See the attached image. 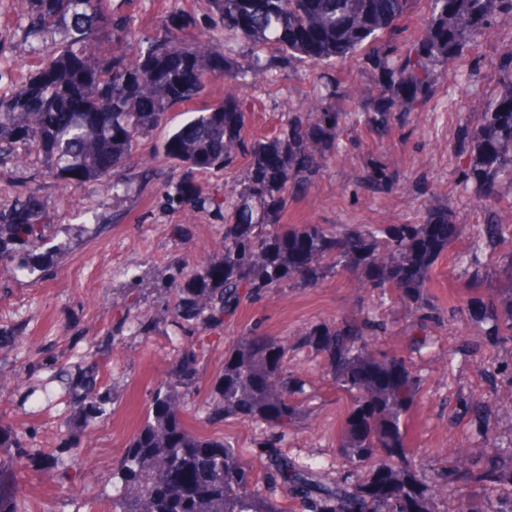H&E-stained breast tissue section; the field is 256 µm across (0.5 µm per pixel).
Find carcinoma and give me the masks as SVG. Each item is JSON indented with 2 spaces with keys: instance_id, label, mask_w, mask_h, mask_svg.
I'll use <instances>...</instances> for the list:
<instances>
[{
  "instance_id": "obj_1",
  "label": "carcinoma",
  "mask_w": 512,
  "mask_h": 512,
  "mask_svg": "<svg viewBox=\"0 0 512 512\" xmlns=\"http://www.w3.org/2000/svg\"><path fill=\"white\" fill-rule=\"evenodd\" d=\"M430 13L417 35L398 46L388 40L408 16L412 0H209L226 32L245 36L251 52L236 59L200 39L180 41L187 18L171 10L150 34L134 28L131 16L111 8L110 0H19L23 26L14 49L31 54L33 43L50 42L52 51L8 95H0V161L37 152L45 174L64 187L112 180L116 198L128 193L124 171L140 140L167 123L177 105L200 99L205 84L181 85L182 63L196 56L201 73L213 59L224 62V77L242 80L263 74L269 62L260 51L272 44L286 56L330 65L367 47L380 73L379 93L358 104L379 138L409 122L411 112L433 97V70L450 65L474 48L493 28L512 0H429ZM129 41L125 56L101 57L87 44L102 37ZM496 95L482 111L459 117L453 153L456 175L477 192L483 218L456 224L448 210L427 208L418 224H387L333 230L324 224L287 229L278 218L288 197L319 177L322 158L339 149L347 116L317 108L294 114L288 128L268 140L245 134L241 101L227 95L208 104L163 143L165 156L182 164L177 181L164 186L167 206L207 211L224 222V244L202 264H170V317L185 333L193 327H222L245 302L261 300L286 282L315 286L330 276H358L361 287L390 296L409 311L408 333L427 343L428 328L445 323L444 312L428 295L433 271L450 244L468 236L465 255L472 284L489 278L507 283L485 296H471L452 309L483 329L484 340L512 346V250L488 265L484 249L512 232L497 207L499 186L512 181V45L491 62ZM248 158L245 180L229 192L210 193L196 174L224 169L238 155ZM396 185L389 167L367 166L361 186L374 193ZM50 215L39 192L19 193L0 206V267L30 273L49 271L65 248L33 251L46 236ZM130 330L149 336L157 324L126 315L66 371L72 399L89 424L106 412L101 390L112 343ZM387 325L368 315L310 328L300 344L323 357L326 377L351 398L338 451L351 465L368 468L366 480L346 488L324 481L313 468L281 461L270 450L275 476L291 497L311 512H431L436 491L476 487L487 496L512 485V448L486 436V450L463 463L452 461L432 473L410 468L405 420L419 380L407 359L376 347ZM288 344L275 336L247 331L224 352V372L214 386L209 415L257 418L270 430L286 429L301 416L294 395L300 382L288 376ZM199 353L192 344L179 352L157 388L144 422L133 434L112 472L118 492L112 512H283L262 502L252 489L251 471L220 439L203 437L184 417L185 401L199 388ZM463 397L452 415L481 424L497 408ZM19 497L3 487L0 512H24Z\"/></svg>"
}]
</instances>
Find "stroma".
<instances>
[{"label": "stroma", "mask_w": 512, "mask_h": 512, "mask_svg": "<svg viewBox=\"0 0 512 512\" xmlns=\"http://www.w3.org/2000/svg\"><path fill=\"white\" fill-rule=\"evenodd\" d=\"M118 11L132 16L134 26L150 32L161 25L173 7L182 8L192 23L180 38L192 43L210 37L214 49L232 48L242 53L248 41L224 33L214 23L208 0H112ZM21 16L12 0H0V94L8 92L35 65L31 56L15 53ZM512 44V16H497L491 34L478 38L474 51L458 62L437 68L435 95L422 109L412 112L404 128L387 137L356 121V100L336 97V111L348 113L349 144L326 154L321 175L307 191L293 195L280 217L284 224H416L425 208L448 210L458 224H474L480 209L471 190L455 175L452 152L458 113L477 112L497 91L493 77L467 83L474 57L490 60ZM367 100L378 93L380 76L357 53L323 67L307 60H278L267 75L244 82L225 78L210 81L205 103L220 102L232 94L244 103L245 133L263 139L279 134L295 113L312 109L315 95L325 89V76ZM198 103L175 107L167 126L141 139L138 153L150 159L156 177L143 182L139 168L127 169L129 194L113 201L112 191L101 186L74 184L59 190L45 178L35 157L0 165V204L10 203L16 192L41 188L52 225L47 234L54 244L66 245L81 237L45 274L13 275L0 269V327L25 325L23 339L0 346V426L19 438L22 448H0V474L19 489L26 512H111L112 471L143 423L154 391L164 379L187 339L172 326L166 303L167 267L171 262H204L224 239V225L210 214L192 208L170 210L162 183L180 176L178 164L165 157L161 145L171 131L183 125ZM387 164L398 184L389 193H372L359 180L371 161ZM184 225L177 237L171 225ZM459 239L438 260L430 293L447 309L470 295V280L457 262L465 251ZM158 324L149 336L124 335L112 346L111 360L102 374V386L111 396L106 415L83 426L80 411L53 370L31 376L27 365L38 358L57 357L75 363L106 335L125 311ZM368 313L385 319L391 333L380 347L408 357L421 379L407 416V446L413 467L428 473L447 465L457 449L473 456L484 451L481 438L468 420L450 421L459 398L469 395L494 399L508 385L496 377L512 350L492 344L473 347L479 325L460 316L432 328V347L417 349L407 339V310L392 300L381 301L359 289L356 277H331L310 287L289 283L265 299L244 304L223 327L197 331L201 343V382L186 402L192 429L207 438L224 440L253 475V487L263 499L285 501L287 492L275 482L267 442V424L231 417L221 421L208 415L210 393L224 370V352L246 329L294 342L308 328ZM287 371L304 383L300 396L306 412L280 439L279 451L295 463L313 462L330 479L353 487L367 478L362 467L346 464L337 448L350 398L336 389L322 372V358L296 346L288 355ZM79 439L77 456L63 451L62 443ZM59 454L66 462L61 471L43 468V454Z\"/></svg>", "instance_id": "obj_1"}]
</instances>
